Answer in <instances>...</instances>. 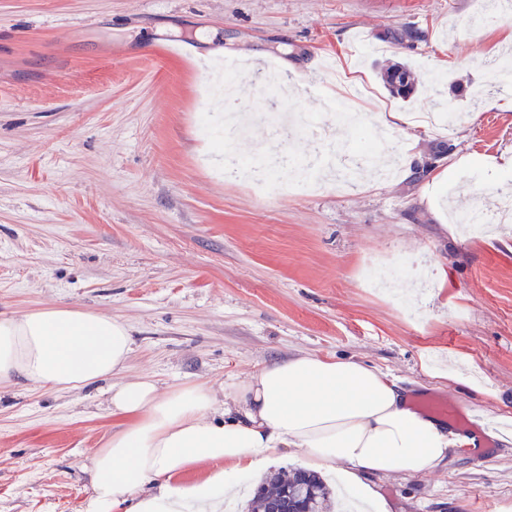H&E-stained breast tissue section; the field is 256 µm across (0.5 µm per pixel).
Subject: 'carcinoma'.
Returning a JSON list of instances; mask_svg holds the SVG:
<instances>
[{
    "instance_id": "1",
    "label": "carcinoma",
    "mask_w": 512,
    "mask_h": 512,
    "mask_svg": "<svg viewBox=\"0 0 512 512\" xmlns=\"http://www.w3.org/2000/svg\"><path fill=\"white\" fill-rule=\"evenodd\" d=\"M385 88L392 96L407 97L414 91L411 69L404 63H396L387 68L383 75ZM304 484L303 498L300 500L305 512H326L330 503V490L317 474L300 469L289 474L279 471L254 489L248 512H268L269 501L293 494L298 484Z\"/></svg>"
}]
</instances>
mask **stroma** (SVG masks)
<instances>
[{"label": "stroma", "mask_w": 512, "mask_h": 512, "mask_svg": "<svg viewBox=\"0 0 512 512\" xmlns=\"http://www.w3.org/2000/svg\"><path fill=\"white\" fill-rule=\"evenodd\" d=\"M0 0V312L87 308L124 321L122 377L159 392L231 387L299 353L351 357L414 393L483 417L461 452L424 474L377 479L394 512H497L512 501V223L474 233L449 202L494 207L511 176L512 92L485 91L484 61L512 30V0ZM417 36L397 44L393 29ZM416 88L390 96L381 69ZM232 100L214 95L225 72ZM295 94L313 132L273 138L257 74ZM345 96L356 122L322 100ZM451 105V129L408 118ZM250 114L236 158L302 160L373 149L351 182L293 166L276 183L224 176L200 114ZM401 113L391 127L388 113ZM374 264L389 285L367 287ZM432 364L448 371L430 377ZM102 388L0 387V512H81L82 465L118 418ZM396 77H399L400 82H396ZM413 80L411 69L404 63L393 64L386 69L383 75L385 88L394 97L406 98L412 93L414 91Z\"/></svg>", "instance_id": "1"}]
</instances>
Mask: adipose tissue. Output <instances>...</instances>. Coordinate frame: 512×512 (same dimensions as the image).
I'll return each instance as SVG.
<instances>
[{
    "mask_svg": "<svg viewBox=\"0 0 512 512\" xmlns=\"http://www.w3.org/2000/svg\"><path fill=\"white\" fill-rule=\"evenodd\" d=\"M130 328L96 311L54 306L0 315V383L57 391L111 380L107 406L121 422L92 457L83 512H224L240 479L294 449L333 474L359 512H392L371 476H417L447 463L459 440L408 404L382 370L302 353L219 391L190 385L158 393L124 381ZM206 465L205 476L179 481Z\"/></svg>",
    "mask_w": 512,
    "mask_h": 512,
    "instance_id": "obj_1",
    "label": "adipose tissue"
}]
</instances>
